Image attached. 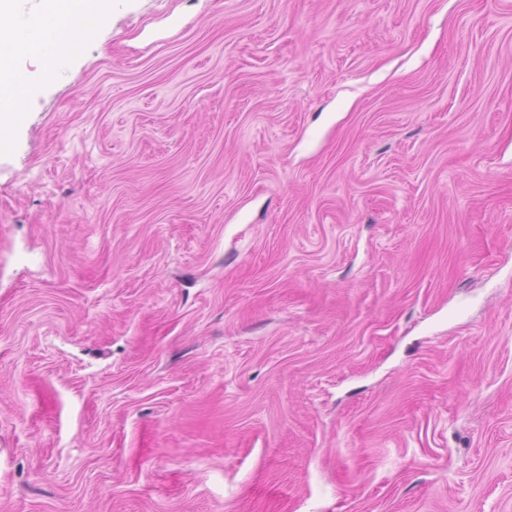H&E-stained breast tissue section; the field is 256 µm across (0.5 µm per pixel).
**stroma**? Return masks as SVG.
Listing matches in <instances>:
<instances>
[{
  "label": "stroma",
  "mask_w": 512,
  "mask_h": 512,
  "mask_svg": "<svg viewBox=\"0 0 512 512\" xmlns=\"http://www.w3.org/2000/svg\"><path fill=\"white\" fill-rule=\"evenodd\" d=\"M0 154V512H512V0H115Z\"/></svg>",
  "instance_id": "35a3bbf8"
}]
</instances>
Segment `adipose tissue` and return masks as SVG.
Masks as SVG:
<instances>
[{"instance_id": "ef3b65f1", "label": "adipose tissue", "mask_w": 512, "mask_h": 512, "mask_svg": "<svg viewBox=\"0 0 512 512\" xmlns=\"http://www.w3.org/2000/svg\"><path fill=\"white\" fill-rule=\"evenodd\" d=\"M111 6L112 0H0V92L19 83V44L33 45L44 37L88 39L91 29L77 23V16L88 7L102 13Z\"/></svg>"}]
</instances>
